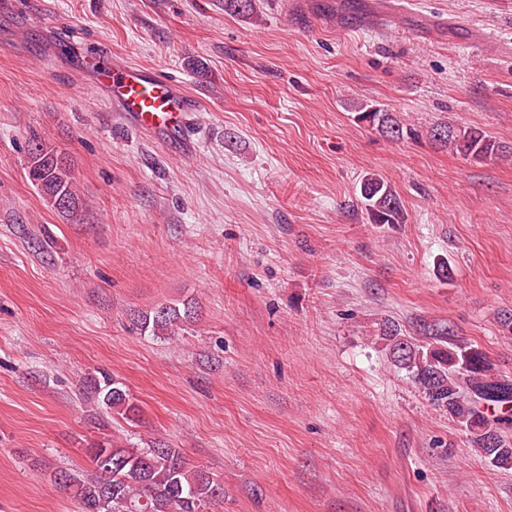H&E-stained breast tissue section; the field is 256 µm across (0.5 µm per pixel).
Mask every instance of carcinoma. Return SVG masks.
I'll return each instance as SVG.
<instances>
[{"mask_svg":"<svg viewBox=\"0 0 512 512\" xmlns=\"http://www.w3.org/2000/svg\"><path fill=\"white\" fill-rule=\"evenodd\" d=\"M357 119L393 137L403 136V124L391 113L363 104ZM432 140L474 161L501 159L506 146L476 128L440 124ZM29 178L59 212L71 215L79 208L72 176L64 158L40 144L29 155ZM361 197L373 224H400L404 214L399 198L382 177H364ZM193 306L161 305L136 319L143 332L157 336L194 318ZM428 341L409 340L398 326L387 324L380 339L387 342L394 365L407 372L428 402L448 414L467 435L471 446L497 469L512 468V381L493 372L485 353L473 344L453 338L445 325L424 327ZM87 393L97 405L132 420L137 406L122 383L108 373L88 381ZM95 475L78 478L64 473L58 484L70 489L81 512H209L224 499V486L208 472L189 465L168 445L125 448L97 441L87 449Z\"/></svg>","mask_w":512,"mask_h":512,"instance_id":"obj_1","label":"carcinoma"}]
</instances>
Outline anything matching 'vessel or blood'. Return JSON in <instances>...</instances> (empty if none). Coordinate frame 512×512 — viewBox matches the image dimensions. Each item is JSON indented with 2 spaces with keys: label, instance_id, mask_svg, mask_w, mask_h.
Wrapping results in <instances>:
<instances>
[{
  "label": "vessel or blood",
  "instance_id": "b4317fda",
  "mask_svg": "<svg viewBox=\"0 0 512 512\" xmlns=\"http://www.w3.org/2000/svg\"><path fill=\"white\" fill-rule=\"evenodd\" d=\"M87 66L96 75V87L134 125L163 137L184 135L199 101L175 81L137 64L115 63L107 49L98 50Z\"/></svg>",
  "mask_w": 512,
  "mask_h": 512
}]
</instances>
